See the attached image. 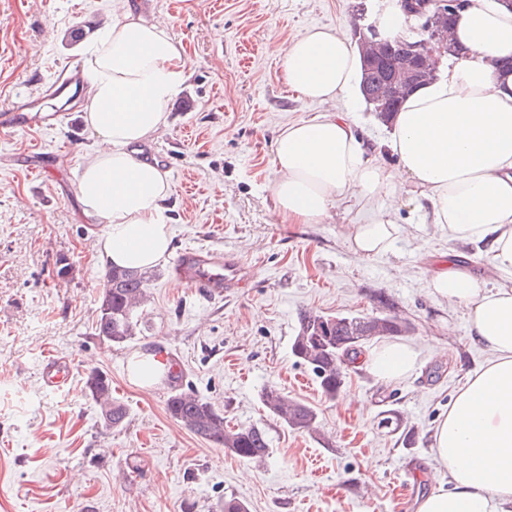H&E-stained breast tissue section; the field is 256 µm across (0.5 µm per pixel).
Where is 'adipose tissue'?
<instances>
[{
	"label": "adipose tissue",
	"instance_id": "1",
	"mask_svg": "<svg viewBox=\"0 0 512 512\" xmlns=\"http://www.w3.org/2000/svg\"><path fill=\"white\" fill-rule=\"evenodd\" d=\"M112 23L91 63L84 121L95 140L78 184L86 216L103 229L105 264L147 271L171 252L166 213L171 186L136 144L166 127L168 107L193 63L164 16H143L135 0H111ZM452 37L467 57L443 68L395 112L389 148L395 166L371 155L349 113L325 112L285 126L273 147L272 193L285 223L318 224L339 197L383 201L366 223L351 225L350 248L366 258L393 250L403 233L392 219L403 188L425 201L430 224L449 240L483 246L492 268L512 271V11L499 0H470ZM349 31L316 28L286 45L289 88L312 102L347 99L360 72ZM438 301L464 306L472 341L491 361L469 376L432 433L434 459L448 488L426 495L417 512H512V288L489 287L455 256L427 279ZM418 354L390 343L364 357L383 381L410 376Z\"/></svg>",
	"mask_w": 512,
	"mask_h": 512
}]
</instances>
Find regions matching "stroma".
Segmentation results:
<instances>
[{"label": "stroma", "instance_id": "obj_1", "mask_svg": "<svg viewBox=\"0 0 512 512\" xmlns=\"http://www.w3.org/2000/svg\"><path fill=\"white\" fill-rule=\"evenodd\" d=\"M167 16L171 36L193 59L168 125L145 148L162 152L171 188L172 249L208 248L249 263L250 287L219 299L185 287L171 264L150 272L146 331L123 346L93 334L106 266L98 224L78 202L80 167L94 139L82 113L59 130L0 129V512H211L235 497L249 512H416L448 484L430 453L431 433L467 378L491 355L474 345L465 309L433 298L426 281L446 253L472 273L487 261L435 228L416 233L423 209L393 215L406 231L393 251L364 258L346 234L376 211L340 198L320 224L281 223L271 191L272 145L283 126L325 111L350 113L364 140L385 151L389 129L363 100L312 104L290 90L279 48L308 30L367 26L386 0H138ZM108 0H0V113L34 95L64 64L88 68ZM193 111L184 112L180 101ZM75 271L58 276L61 262ZM396 313L414 330L418 353L407 378L347 374L340 395L323 397L291 342L301 311ZM168 351L182 387L212 402L231 426L265 428L271 453L260 465L213 447L166 412L168 380L147 387L130 373L143 355ZM72 366L68 385L44 388L45 356ZM105 372L129 412L105 429L84 377ZM274 385L313 406L315 432L289 429L259 395ZM356 394L360 406L345 405ZM397 410L417 430L414 445L378 428Z\"/></svg>", "mask_w": 512, "mask_h": 512}]
</instances>
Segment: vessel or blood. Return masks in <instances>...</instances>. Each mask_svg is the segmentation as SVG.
Here are the masks:
<instances>
[{
  "label": "vessel or blood",
  "instance_id": "b4317fda",
  "mask_svg": "<svg viewBox=\"0 0 512 512\" xmlns=\"http://www.w3.org/2000/svg\"><path fill=\"white\" fill-rule=\"evenodd\" d=\"M85 79L79 67L66 66L48 83L44 95L57 98L74 91H85ZM64 115L60 112L42 113L35 100L17 97L8 112L0 114V128L53 129L61 126ZM177 280L209 297L221 298L246 287L253 279L251 267L232 255H221L190 248L181 252L174 261ZM42 374L47 386L60 390L69 382V364L58 358L43 362Z\"/></svg>",
  "mask_w": 512,
  "mask_h": 512
}]
</instances>
